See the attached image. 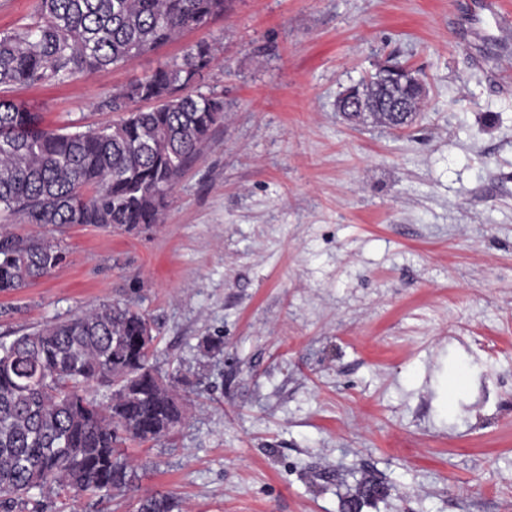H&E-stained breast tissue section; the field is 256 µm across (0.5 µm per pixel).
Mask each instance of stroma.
Masks as SVG:
<instances>
[{"label": "stroma", "mask_w": 512, "mask_h": 512, "mask_svg": "<svg viewBox=\"0 0 512 512\" xmlns=\"http://www.w3.org/2000/svg\"><path fill=\"white\" fill-rule=\"evenodd\" d=\"M512 0H232L107 72L8 98L70 130L182 57L224 123L163 223L73 226L49 276L0 294V341L132 304L152 362L192 371L186 422L134 445V488L45 512H512ZM419 70L407 130L336 110L385 62ZM220 348L204 353L205 340ZM375 487L362 495L364 483ZM182 504L179 499L170 494L152 493L139 500L137 512H181Z\"/></svg>", "instance_id": "1"}]
</instances>
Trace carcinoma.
I'll list each match as a JSON object with an SVG mask.
<instances>
[{"instance_id":"1","label":"carcinoma","mask_w":512,"mask_h":512,"mask_svg":"<svg viewBox=\"0 0 512 512\" xmlns=\"http://www.w3.org/2000/svg\"><path fill=\"white\" fill-rule=\"evenodd\" d=\"M228 0H39L40 21L0 36V87L64 82L128 63L224 14ZM200 41L181 59L97 102L122 118L86 131L42 124L0 98V214L41 231L0 227V292L48 276L65 260L55 233L68 226L159 224L166 199L224 122V97L196 89L215 59ZM148 102L151 107H137ZM419 110L382 125H409ZM152 331L130 304H103L0 342V512L28 494L95 496L133 487L129 442H158L186 419L195 374L160 373L142 340ZM108 389L99 393V388ZM137 512H182L152 493Z\"/></svg>"}]
</instances>
